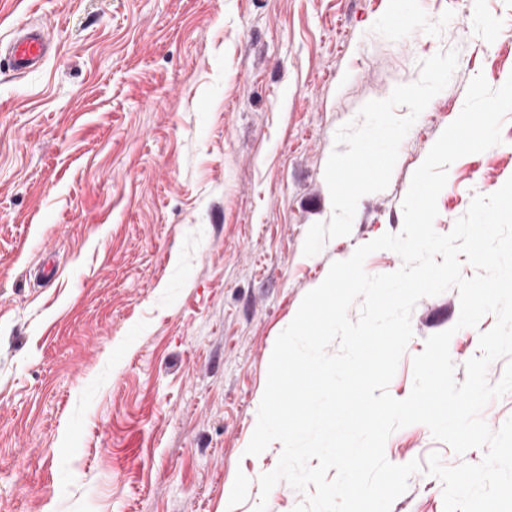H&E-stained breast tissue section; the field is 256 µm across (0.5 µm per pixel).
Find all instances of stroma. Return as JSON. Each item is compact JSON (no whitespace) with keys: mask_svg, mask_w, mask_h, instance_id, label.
I'll return each instance as SVG.
<instances>
[{"mask_svg":"<svg viewBox=\"0 0 512 512\" xmlns=\"http://www.w3.org/2000/svg\"><path fill=\"white\" fill-rule=\"evenodd\" d=\"M0 0V42L45 25L37 70L0 55V512H224L278 335L332 262L403 227L414 171L469 82L512 75V0ZM502 142L448 168L434 228L512 178ZM422 298L388 386L453 330L454 379L496 318ZM456 455L395 431L402 465ZM390 512H444L415 473Z\"/></svg>","mask_w":512,"mask_h":512,"instance_id":"1","label":"stroma"}]
</instances>
